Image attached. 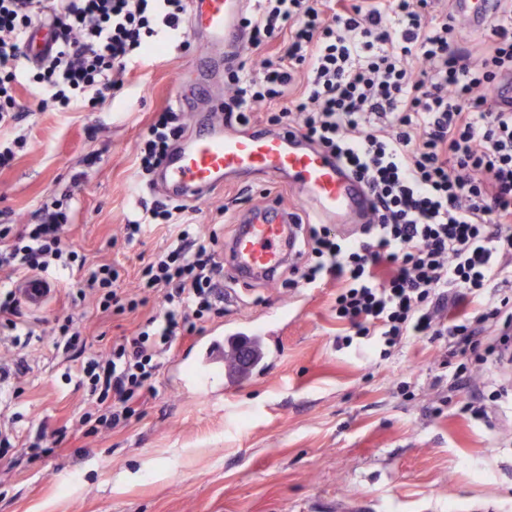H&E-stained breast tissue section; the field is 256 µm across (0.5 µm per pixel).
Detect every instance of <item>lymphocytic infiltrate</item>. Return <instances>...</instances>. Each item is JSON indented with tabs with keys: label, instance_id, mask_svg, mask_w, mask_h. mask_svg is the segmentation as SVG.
Listing matches in <instances>:
<instances>
[{
	"label": "lymphocytic infiltrate",
	"instance_id": "f902f5d3",
	"mask_svg": "<svg viewBox=\"0 0 512 512\" xmlns=\"http://www.w3.org/2000/svg\"><path fill=\"white\" fill-rule=\"evenodd\" d=\"M183 0H0V128L21 121L18 91L38 111L69 112L125 87L156 45L183 42ZM51 16L57 45L32 67L26 47ZM452 0H260L246 18L259 70L226 68L222 110L229 128L249 126L258 104L280 103L270 124L291 127L330 153L372 198L356 236L306 227L310 253L287 264L292 288L336 287L337 349L389 358L408 342L439 345L451 387H467L463 416L483 422L501 390L472 386L470 368L512 363V112L498 85L512 78V0H496L480 49L464 46ZM185 134L182 116L154 113L137 161L157 169ZM67 198L42 203L33 224H0V330L30 336L13 286L33 271L77 270V299L104 316L158 308L130 335L82 368L97 409L90 431L140 418L153 378L175 344L224 314L217 233L202 234L197 210L154 203L123 226L132 242L152 227L168 246L125 273L67 249Z\"/></svg>",
	"mask_w": 512,
	"mask_h": 512
}]
</instances>
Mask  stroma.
Masks as SVG:
<instances>
[{"instance_id":"obj_1","label":"stroma","mask_w":512,"mask_h":512,"mask_svg":"<svg viewBox=\"0 0 512 512\" xmlns=\"http://www.w3.org/2000/svg\"><path fill=\"white\" fill-rule=\"evenodd\" d=\"M197 51L193 43L151 57L127 75L122 95L90 112H39L22 95L24 120L0 131L7 141L27 139L0 172V213L31 224L43 201L72 192L69 243L136 273L141 258L167 245L159 228L132 244L123 239L138 199L159 197L137 170V143ZM91 156L87 184L71 187ZM268 196L307 217L286 181L233 177L201 206L200 228L232 237L237 215ZM230 201L234 213L223 215ZM52 279L49 306L27 313L29 342L0 333V367L9 372L0 381V428L21 439L53 435L93 406L78 363L51 335L74 280ZM232 291L234 302L209 327L230 331L288 314L273 329L280 354L259 377L209 398L185 397L177 367L194 354L185 338L128 427L77 434L71 447L40 458L16 447L0 459V512H512V393L489 425L470 423L457 415L468 389L452 393L435 382L436 345L417 341L384 361L340 351L335 289L291 291L276 279ZM73 315L91 352L137 324H115L89 300Z\"/></svg>"}]
</instances>
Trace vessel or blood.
<instances>
[{
    "instance_id": "obj_1",
    "label": "vessel or blood",
    "mask_w": 512,
    "mask_h": 512,
    "mask_svg": "<svg viewBox=\"0 0 512 512\" xmlns=\"http://www.w3.org/2000/svg\"><path fill=\"white\" fill-rule=\"evenodd\" d=\"M249 0H191L186 35L198 41L205 52L197 60L194 77L179 87L176 106L194 110L198 101L211 98L223 67L228 66L247 40L243 24ZM470 24L479 30L490 0H457ZM50 21L34 31L29 57L39 61L55 45L49 34ZM265 174L288 181L297 198L324 224L343 223L347 215L365 217L368 200L360 184L346 176L335 161L318 149L283 132L238 133L225 130L213 113H199L196 127L170 160L160 169V188L194 203L208 201L223 187L227 174ZM295 219L278 202L264 200L249 210L237 238L224 245V267L243 278H272L293 253ZM32 308H42L55 291L53 282L31 275L18 283ZM258 349L253 366L263 365L265 332L249 327L230 334L212 329L196 343L192 373L184 374L189 393L206 396L240 383V374L230 372L226 354L233 345Z\"/></svg>"
}]
</instances>
